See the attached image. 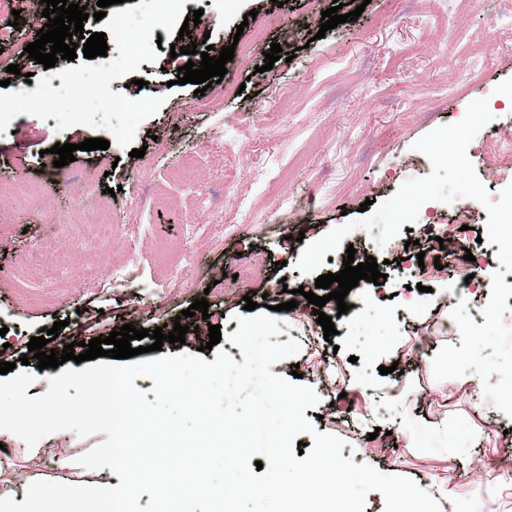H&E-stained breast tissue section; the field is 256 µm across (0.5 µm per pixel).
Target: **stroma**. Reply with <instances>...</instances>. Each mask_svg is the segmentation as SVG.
<instances>
[{
	"label": "stroma",
	"instance_id": "stroma-1",
	"mask_svg": "<svg viewBox=\"0 0 512 512\" xmlns=\"http://www.w3.org/2000/svg\"><path fill=\"white\" fill-rule=\"evenodd\" d=\"M343 12L364 5L358 19L322 31V13L333 0H186L184 16L202 10L214 49L234 46L221 83L197 95L194 84H177L187 56H171L177 36H163L155 63L144 62L137 76H123L112 91L132 99H162L158 113L139 126L130 149L77 150L74 162L54 167L50 149L99 137V130L74 126L57 130L56 119L21 114L0 134V361L14 362L28 351L30 338L54 322L64 337H108L123 323L155 329L174 324L195 300L207 299L209 320L185 318V325L223 335L218 350L239 358L228 334L239 327L243 296L281 304L273 289L304 288L324 296L313 275L297 263L305 243L318 240L359 218L360 205L380 203L408 180L427 176L430 161L413 145L433 129L460 121L468 105L487 100L494 116L472 140L467 154L490 198L512 184V19L500 15V0H478L474 10L454 14L452 0H342ZM256 18H249V11ZM39 0H0V71L15 64L21 73L44 74L25 47L36 34L31 18L42 13ZM20 27H12L13 15ZM486 53L467 57L471 39ZM292 53L263 70L271 44ZM470 60L479 70L464 94L445 96L458 84L455 65ZM144 87H137V80ZM451 205L429 204L431 223L402 232L401 245L372 246L358 229L332 252L323 272L342 270L344 248L357 258H376L384 278L352 289L347 314L335 305L336 335L325 340L307 300L280 312L287 337L301 344L293 357L274 363L272 372L313 389L320 402L306 409L318 432L344 441L343 457L386 474L415 481L432 473L430 450L436 440L418 435L413 448L369 449L368 435L387 428L394 412L381 391H373V415L361 401L344 396L354 380L380 375L383 366L408 370L405 351L374 352L373 336L434 335L425 347L417 380L426 398L415 410L429 423L447 426L449 447L470 456L512 452V417L475 412L455 379H434L432 359L439 347L460 345L450 315L460 301L447 281L422 278L418 255L447 257L470 249L482 268L481 297L471 304L482 320L491 280L501 268L498 245L486 241L485 207H478L470 230L447 234ZM304 234L297 242L296 234ZM191 261H184V254ZM122 268V281L99 288L88 273ZM428 286L425 313L408 310L411 286ZM71 432L51 434L34 456L16 436L0 431L9 448L10 473L0 475V512H8L17 484L32 477L85 481L91 474L76 460L102 442ZM453 512H467L482 500L486 512H512V487L487 480L471 482L458 472Z\"/></svg>",
	"mask_w": 512,
	"mask_h": 512
}]
</instances>
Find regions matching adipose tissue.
I'll return each mask as SVG.
<instances>
[{
    "mask_svg": "<svg viewBox=\"0 0 512 512\" xmlns=\"http://www.w3.org/2000/svg\"><path fill=\"white\" fill-rule=\"evenodd\" d=\"M458 383L470 397L475 410L486 408L512 416V392H504L472 377L460 376ZM434 457L443 469L425 480L394 484L395 512H444L454 494L453 477L468 459L448 448H437ZM117 486L111 472L96 470L92 480L61 488L55 481L29 479L24 493L13 500L10 512H114Z\"/></svg>",
    "mask_w": 512,
    "mask_h": 512,
    "instance_id": "ef3b65f1",
    "label": "adipose tissue"
}]
</instances>
